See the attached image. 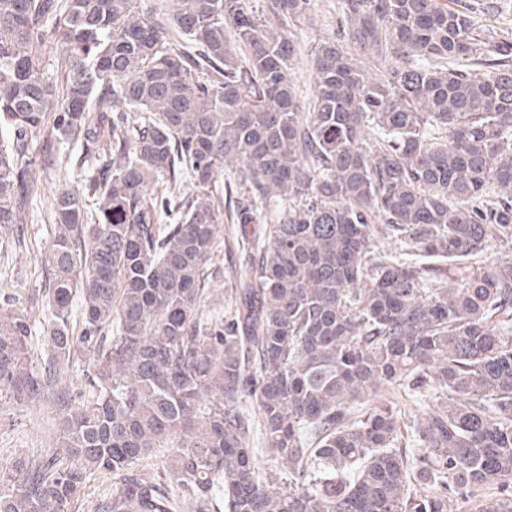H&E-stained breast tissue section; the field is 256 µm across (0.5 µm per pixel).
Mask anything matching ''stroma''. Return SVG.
<instances>
[{
  "instance_id": "stroma-1",
  "label": "stroma",
  "mask_w": 512,
  "mask_h": 512,
  "mask_svg": "<svg viewBox=\"0 0 512 512\" xmlns=\"http://www.w3.org/2000/svg\"><path fill=\"white\" fill-rule=\"evenodd\" d=\"M342 0H312V9L304 22L294 30L298 52L292 62L295 86L302 102H309L314 90L311 78V55L318 45L335 39L337 18ZM26 245L6 251L9 238L0 232V297H9L17 307L26 309L37 327L48 323L44 288L46 274L43 257L50 246L54 225L43 202H33L24 226ZM231 227H215L212 253L207 262L208 277L205 281L201 308L204 313H225L234 304L230 293V268L224 254V238ZM89 360L75 355L68 369L62 370L51 398L30 405L5 403L0 405V469L9 467L19 456L41 454L56 447L62 435V421L68 404L79 401L84 388V374ZM400 414V445L407 455H416L419 448L414 440V430L409 423L412 414L423 412L440 404L438 393L413 396L403 392L393 394Z\"/></svg>"
}]
</instances>
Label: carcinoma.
Returning a JSON list of instances; mask_svg holds the SVG:
<instances>
[{
  "mask_svg": "<svg viewBox=\"0 0 512 512\" xmlns=\"http://www.w3.org/2000/svg\"><path fill=\"white\" fill-rule=\"evenodd\" d=\"M177 5L164 21L143 0H0L12 246L41 195L33 142L60 170L75 141L92 169L49 201L46 335L0 305V402L41 401L74 354L89 359L58 447L0 470V512H75L100 473L117 482L96 512H458L467 496L474 512H512V263L484 264L491 243L512 248V44L441 0H342L304 108L292 28L311 0ZM178 31L192 48H173ZM229 161L241 183L226 255L288 206L257 258L231 264L234 307L204 318L224 214L212 185ZM378 233L429 262L384 252ZM448 273L457 287H438ZM383 388L446 398L416 419L410 459L392 401L354 419ZM256 426L288 468L280 488L259 477ZM157 448L167 477L138 468Z\"/></svg>",
  "mask_w": 512,
  "mask_h": 512,
  "instance_id": "cac0c4a2",
  "label": "carcinoma"
}]
</instances>
